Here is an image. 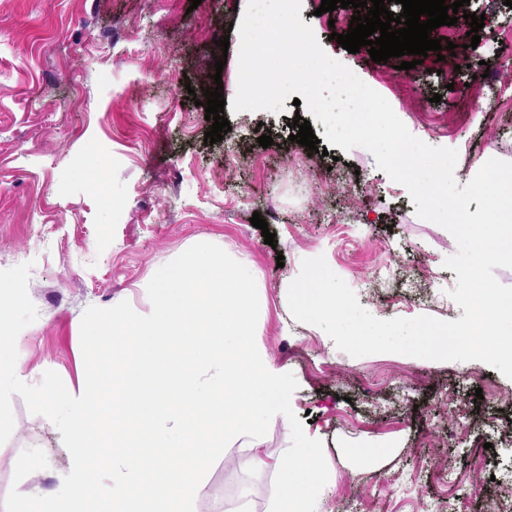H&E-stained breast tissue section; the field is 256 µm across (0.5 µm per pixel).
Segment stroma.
Listing matches in <instances>:
<instances>
[{"mask_svg":"<svg viewBox=\"0 0 512 512\" xmlns=\"http://www.w3.org/2000/svg\"><path fill=\"white\" fill-rule=\"evenodd\" d=\"M321 0H302L300 17L326 53L360 71L417 138L459 152L466 184L489 159L512 162V98L487 64L512 70V8L470 0L484 15L476 48L457 22L454 54L429 52L416 68L399 58L372 62L331 33ZM247 0H0V269L29 262L28 294L38 318L21 332L18 357L29 384L45 371L66 387L85 379L80 324L86 308L129 301L148 311L154 273L192 245L220 246L256 276V341L299 388L291 406L322 441L328 481L317 512H418L422 497L444 498L439 477H474L460 512H512V378L480 361L439 362L395 353L354 358L320 328L297 322L287 294L304 259L329 267L379 319L427 314L459 319L456 284L443 261L456 242L416 214L405 188L364 148L323 138L307 109H225L232 126L205 144L210 123L193 98L222 84L238 88V27ZM229 47H219L222 38ZM225 57L216 69V57ZM440 102H432L433 94ZM310 121L320 151L291 142L294 116ZM273 143L262 147L259 130ZM97 173L106 196L90 188ZM260 213L267 229L253 227ZM277 243L265 244L263 231ZM15 426L0 446V503L11 488L49 491L69 467L56 426L13 396ZM291 444L286 417L262 438L267 461L256 475L237 468L250 441L233 440L196 493V512L248 503L270 512L274 477ZM42 449L46 469L14 481L20 454Z\"/></svg>","mask_w":512,"mask_h":512,"instance_id":"35a3bbf8","label":"stroma"}]
</instances>
